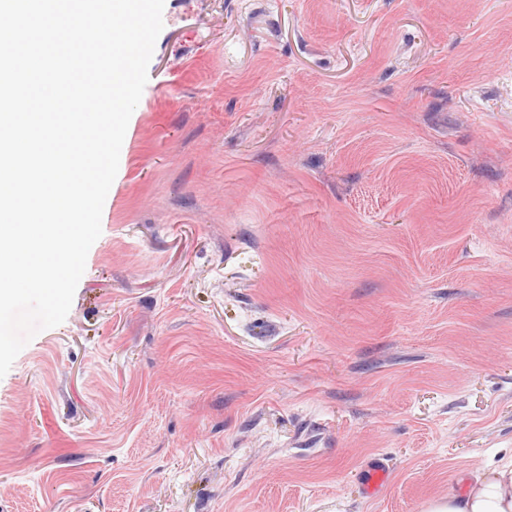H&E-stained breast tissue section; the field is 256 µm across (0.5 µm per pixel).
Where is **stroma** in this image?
<instances>
[{"label": "stroma", "mask_w": 512, "mask_h": 512, "mask_svg": "<svg viewBox=\"0 0 512 512\" xmlns=\"http://www.w3.org/2000/svg\"><path fill=\"white\" fill-rule=\"evenodd\" d=\"M163 24L70 312L0 378V512H424L511 458L512 0Z\"/></svg>", "instance_id": "stroma-1"}]
</instances>
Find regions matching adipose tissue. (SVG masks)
I'll return each mask as SVG.
<instances>
[{
    "label": "adipose tissue",
    "mask_w": 512,
    "mask_h": 512,
    "mask_svg": "<svg viewBox=\"0 0 512 512\" xmlns=\"http://www.w3.org/2000/svg\"><path fill=\"white\" fill-rule=\"evenodd\" d=\"M425 512H512V460L481 470L462 494L432 500Z\"/></svg>",
    "instance_id": "obj_1"
}]
</instances>
